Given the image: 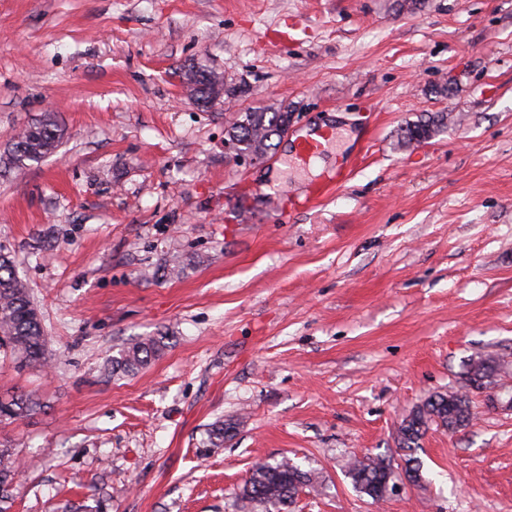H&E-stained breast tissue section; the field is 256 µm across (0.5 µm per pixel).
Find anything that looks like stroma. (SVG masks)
I'll return each instance as SVG.
<instances>
[{
	"instance_id": "35a3bbf8",
	"label": "stroma",
	"mask_w": 512,
	"mask_h": 512,
	"mask_svg": "<svg viewBox=\"0 0 512 512\" xmlns=\"http://www.w3.org/2000/svg\"><path fill=\"white\" fill-rule=\"evenodd\" d=\"M199 67L232 88L208 108ZM283 107L275 150L231 161L228 118ZM440 111L447 131L400 143ZM47 112L62 145L0 172V250L50 358L0 352V395L42 403L0 425L29 463L11 512L97 489L112 512H254L244 480L282 457L317 478L291 512H512V0H0V154ZM315 124L336 139L303 169ZM339 159L346 183L290 211ZM145 336L160 355L106 379ZM474 357L502 370L470 423L400 447ZM364 456L422 478L373 500ZM162 337L149 336L128 343L112 355L105 366L108 376L129 375L145 368L165 347Z\"/></svg>"
}]
</instances>
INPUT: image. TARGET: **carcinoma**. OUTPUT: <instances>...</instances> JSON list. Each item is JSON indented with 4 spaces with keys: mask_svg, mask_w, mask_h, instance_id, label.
<instances>
[{
    "mask_svg": "<svg viewBox=\"0 0 512 512\" xmlns=\"http://www.w3.org/2000/svg\"><path fill=\"white\" fill-rule=\"evenodd\" d=\"M288 120V111L267 112L256 110L234 116L226 128V144L236 154L265 156L273 148L274 138H280ZM448 128V113L435 112L409 124L401 132V142L425 141ZM64 130L51 115L46 114L25 126L13 138L0 164L6 168L23 169L30 162H38L55 152ZM158 336L140 338L128 343L111 356L105 366L110 375H129L145 368L164 349ZM0 348L10 350L25 368L37 369L47 364L46 339L37 309L33 305L25 283L15 274L11 257L0 252ZM492 367L483 360L469 364L465 372L466 387L482 390L490 385ZM40 403L30 393H19L0 399V422L18 421L33 415ZM473 417L470 398L466 394L437 393L404 419L398 430L400 445L411 448L418 444L428 423L434 421L454 430ZM233 426L222 423L213 425L207 432L206 446L220 448ZM349 475L359 492L374 500L383 498L382 485L394 475L391 464L383 459H353ZM21 472L18 458L7 448H0V512H11L12 484ZM314 489V477L309 471L288 458L265 461L255 465L245 479L241 498L248 503L279 509L289 504L305 490ZM112 494L94 493L77 502L65 505V512H109Z\"/></svg>",
    "mask_w": 512,
    "mask_h": 512,
    "instance_id": "cac0c4a2",
    "label": "carcinoma"
}]
</instances>
